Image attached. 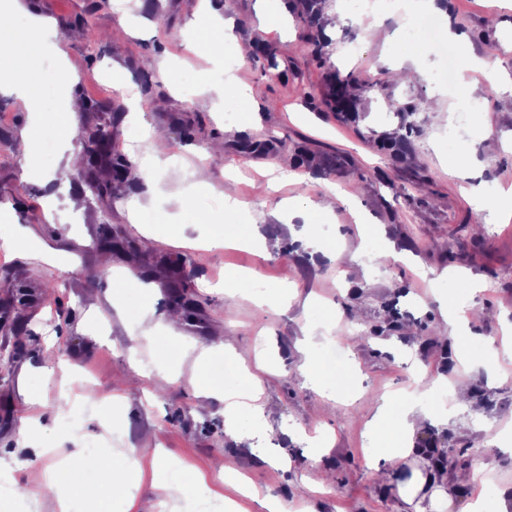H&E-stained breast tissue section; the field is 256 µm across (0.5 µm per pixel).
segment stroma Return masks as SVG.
<instances>
[{
	"mask_svg": "<svg viewBox=\"0 0 512 512\" xmlns=\"http://www.w3.org/2000/svg\"><path fill=\"white\" fill-rule=\"evenodd\" d=\"M51 27L55 65L53 107L66 98L95 104L73 117L67 153L47 147L56 137L45 113L29 111L0 91V234L20 240V248L0 246V459L18 462L20 482L44 485L48 470L72 465L78 450H95L106 462L122 461L126 449L149 443L165 459L163 469L140 460L130 490L89 483L79 512H159V480L203 478L217 502H233L234 512H264L253 498L220 484L218 468L240 472L261 492L280 499L288 512H413L401 493L422 472L424 493L454 483L456 469L470 468L482 455L485 432H512V356H500L492 369L468 367L458 359L461 341L448 337L439 312L447 299L469 303L465 285L434 284L443 269L463 267L484 282L482 313L475 332L496 336L512 321V201L503 200V218L478 214L467 191L468 179L454 167L470 159V179L488 194L512 185V84L489 87L473 82L479 112L464 114L448 85V63L426 55L416 79L392 78L402 49L419 33L413 19L387 9V0H324L336 30L325 42L323 61L301 50L304 37L322 40L321 26L290 12L288 0H221L216 9L234 24L239 42L263 39L264 56L239 59L224 49V68L250 89L248 101L215 112L198 85L213 76L206 52L185 50L200 40L193 25L196 0H129L119 16L113 0H21ZM284 12L288 23L261 31L260 17ZM447 15L462 36L467 55L495 54L512 71V8L497 0H450ZM358 44L345 55L343 44ZM170 63L162 76L152 63ZM121 74L140 94L148 125L166 131L179 156L174 167L150 175L130 171L128 180L97 196L88 174L72 158L80 135L98 119L112 122L109 152L138 160L129 140L140 137L127 119L123 96L112 88ZM350 74L366 85L354 116L331 112L327 77ZM409 133L408 149L394 159L382 139ZM37 141L32 161L15 149L21 134ZM308 151L312 168H295L296 150ZM211 172V185L194 187L199 163ZM238 173L233 190L240 203L235 220L254 224L261 240L248 248L213 249L205 239L224 231L226 167ZM286 179L270 185L268 170ZM333 184L346 202L333 219L286 225L272 218L277 202L295 198L317 202L324 184ZM82 206L70 210L67 201ZM143 205V223L128 219L132 203ZM112 225L143 242L150 259L115 252L103 264L97 241ZM342 249V265L325 254ZM386 263H378V256ZM189 260L190 286L174 292L168 266ZM131 272L134 282L118 280ZM251 274L246 292H224V279ZM291 279L288 305L259 307L271 286ZM153 285L155 319L194 301L197 311L182 316L172 334L158 335L131 353L129 333L141 308L138 284ZM335 303L336 327L327 355L360 381L359 401L307 382L301 374L302 340L319 302ZM27 328L15 336L14 319ZM236 339L240 363L255 369L265 360L261 404L273 410L252 443L239 441L224 418L223 401L200 408L196 358L219 350L224 337ZM53 367L52 379L43 376ZM466 384L468 405L450 420L429 418L411 438L413 451L394 472L392 483L374 477L367 457L374 445L367 423L392 394L413 393L418 372ZM39 395L34 406L29 393ZM68 401V412L55 408ZM34 419L26 429L25 419ZM324 449L313 455L310 440ZM512 488V456L499 459L494 474L482 475L454 497L461 512L470 497L494 499Z\"/></svg>",
	"mask_w": 512,
	"mask_h": 512,
	"instance_id": "35a3bbf8",
	"label": "stroma"
}]
</instances>
